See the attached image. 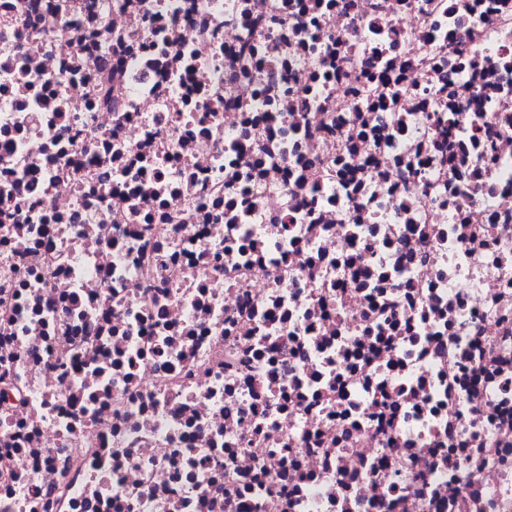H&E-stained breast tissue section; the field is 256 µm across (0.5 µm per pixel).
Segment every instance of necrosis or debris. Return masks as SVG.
Masks as SVG:
<instances>
[{
    "label": "necrosis or debris",
    "mask_w": 512,
    "mask_h": 512,
    "mask_svg": "<svg viewBox=\"0 0 512 512\" xmlns=\"http://www.w3.org/2000/svg\"><path fill=\"white\" fill-rule=\"evenodd\" d=\"M4 188L0 512H512V0H0Z\"/></svg>",
    "instance_id": "necrosis-or-debris-1"
}]
</instances>
